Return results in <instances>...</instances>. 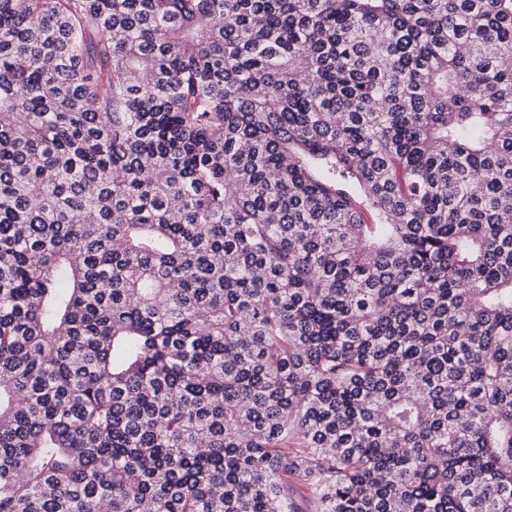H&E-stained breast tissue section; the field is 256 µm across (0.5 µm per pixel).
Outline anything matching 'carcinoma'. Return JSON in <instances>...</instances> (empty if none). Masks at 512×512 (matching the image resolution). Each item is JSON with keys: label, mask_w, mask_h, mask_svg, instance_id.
Returning a JSON list of instances; mask_svg holds the SVG:
<instances>
[{"label": "carcinoma", "mask_w": 512, "mask_h": 512, "mask_svg": "<svg viewBox=\"0 0 512 512\" xmlns=\"http://www.w3.org/2000/svg\"><path fill=\"white\" fill-rule=\"evenodd\" d=\"M512 512V0H0V512Z\"/></svg>", "instance_id": "1"}]
</instances>
